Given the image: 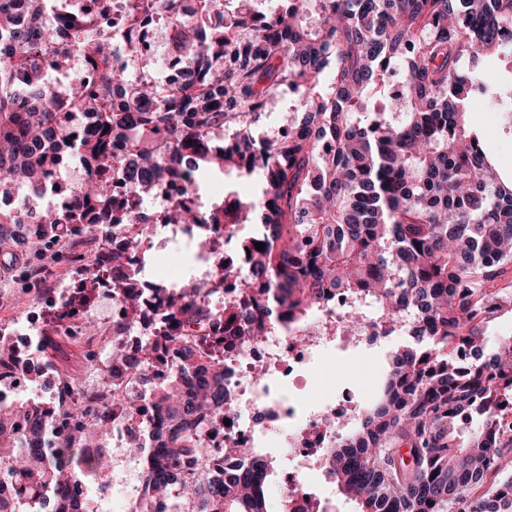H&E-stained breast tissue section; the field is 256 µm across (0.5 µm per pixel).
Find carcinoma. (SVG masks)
<instances>
[{"label":"carcinoma","mask_w":512,"mask_h":512,"mask_svg":"<svg viewBox=\"0 0 512 512\" xmlns=\"http://www.w3.org/2000/svg\"><path fill=\"white\" fill-rule=\"evenodd\" d=\"M46 0L0 9V185L33 188L60 157L79 158L88 178L70 209L48 216L29 204L0 210L4 268L38 278L50 247L71 240L67 258L96 284L112 272L125 317L112 325L111 354L100 368L112 408L50 416L35 400L0 410V512H89L71 495L85 479L110 485L112 420L134 407L116 394L129 371L142 375L156 422L127 446L146 461V498L181 512H268L263 478L274 459L253 453L245 477L182 465L205 455L202 417L224 412V346L257 342L267 318L291 327L329 298L352 297L346 327L370 319L406 324L408 345L390 354L379 398L331 454L329 474L357 512H512V340L486 350L485 333L512 312V181L503 180L466 114L495 90L479 56L501 53L512 32V0H276L260 15L252 0H195L172 17L171 54L185 62L177 82L112 65L113 35L125 52L171 0H128L100 19L83 9L45 20ZM78 51L91 72L64 96L43 86L48 69ZM399 73V111L376 109ZM296 94L286 131L256 140L281 87ZM88 110L84 129L66 109ZM237 131L236 138L224 132ZM247 163L255 196L239 199L232 220L219 203L200 214L191 186ZM108 168L128 186L117 198L96 179ZM184 183L167 206L172 224H212L241 254L252 298L201 304L193 280L170 294L168 331L129 352L116 339L140 316L143 268L126 255L151 248L153 225L135 198L161 183ZM37 222L24 240L16 230ZM76 224H98L95 254L77 246ZM125 225L116 237L112 227ZM265 244L259 251L254 243ZM218 324L204 338L183 329ZM175 349L178 369L152 381L151 356ZM470 359L459 362L457 353Z\"/></svg>","instance_id":"carcinoma-1"}]
</instances>
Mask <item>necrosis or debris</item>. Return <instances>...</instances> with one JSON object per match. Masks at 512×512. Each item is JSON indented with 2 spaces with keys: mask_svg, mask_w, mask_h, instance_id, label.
<instances>
[{
  "mask_svg": "<svg viewBox=\"0 0 512 512\" xmlns=\"http://www.w3.org/2000/svg\"><path fill=\"white\" fill-rule=\"evenodd\" d=\"M177 191L176 184L166 183L152 199L157 207L154 218L157 251L187 249L192 240L201 236L223 240V233L211 224L187 228L168 223L165 201ZM229 261L233 273L223 283L211 281L209 259H197L188 271L191 278L209 283V291L201 301L215 311L223 310L225 300L234 298L237 290L245 286L241 276L245 258L233 254ZM142 285L141 316L122 337L128 349L137 348L164 326L159 304L167 298L168 289L162 287L151 270L144 274ZM48 305L44 298L29 301L21 317L5 330L18 363L16 368L0 375L1 408L17 406L22 396L31 391L51 411L74 399L64 382L55 378L52 368L34 354L37 338L43 333ZM352 305L349 296L337 294L330 306L306 323L289 329L274 324L262 341L224 351V416L206 422L202 432L209 459L223 461L225 470L242 474L250 466L248 449L267 447L270 439H277L291 456L280 477V486L288 499V512H336L332 499L317 496L310 490L308 476L312 470L326 467L330 453L356 419L359 409L353 393L334 392L333 373H326L314 397L300 398L294 393V386L304 374L320 368L324 353L336 346L378 347L397 337L387 325L373 321L359 335H344L342 317ZM258 368L266 370L264 380L254 379L253 373ZM121 394L123 398L138 401L140 410L131 419L113 422L112 446L118 451L130 436L143 434L154 420V403L146 399L138 374L126 377Z\"/></svg>",
  "mask_w": 512,
  "mask_h": 512,
  "instance_id": "1",
  "label": "necrosis or debris"
}]
</instances>
